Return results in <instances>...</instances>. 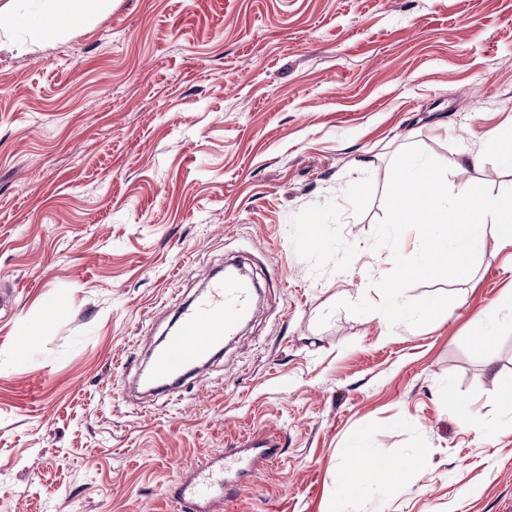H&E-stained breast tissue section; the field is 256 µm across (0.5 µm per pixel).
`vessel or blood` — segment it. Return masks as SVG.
<instances>
[{
    "mask_svg": "<svg viewBox=\"0 0 512 512\" xmlns=\"http://www.w3.org/2000/svg\"><path fill=\"white\" fill-rule=\"evenodd\" d=\"M203 277L210 283L208 291L180 308L175 332L152 354L156 378L207 358L253 310V291L243 282L209 271ZM279 454L276 438L256 434L204 455L184 472L173 493L177 512H222L225 498L249 492L252 474Z\"/></svg>",
    "mask_w": 512,
    "mask_h": 512,
    "instance_id": "vessel-or-blood-1",
    "label": "vessel or blood"
}]
</instances>
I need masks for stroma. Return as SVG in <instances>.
<instances>
[{"label": "stroma", "mask_w": 512, "mask_h": 512, "mask_svg": "<svg viewBox=\"0 0 512 512\" xmlns=\"http://www.w3.org/2000/svg\"><path fill=\"white\" fill-rule=\"evenodd\" d=\"M510 128L512 0H112L31 51L0 42V512H170L191 463L253 432L281 455L223 512H512V246L411 286L455 298L428 325L343 307L380 303L393 268L369 244L394 158L468 152L449 189L498 193L512 170L480 150ZM230 260L256 313L198 375L138 393L196 269ZM357 432L432 465L341 492Z\"/></svg>", "instance_id": "stroma-1"}]
</instances>
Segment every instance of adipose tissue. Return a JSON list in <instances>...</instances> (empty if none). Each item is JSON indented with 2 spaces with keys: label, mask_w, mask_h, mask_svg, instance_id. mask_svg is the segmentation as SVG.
Segmentation results:
<instances>
[{
  "label": "adipose tissue",
  "mask_w": 512,
  "mask_h": 512,
  "mask_svg": "<svg viewBox=\"0 0 512 512\" xmlns=\"http://www.w3.org/2000/svg\"><path fill=\"white\" fill-rule=\"evenodd\" d=\"M111 6L112 0H93L89 8L82 5L81 0H33L32 5H20L5 14L4 19L8 32L25 33L34 38L40 37L44 21L51 20L55 23L56 35L60 36L87 24L92 12L104 13ZM349 456L348 471L358 474L359 485L365 487L377 488L393 478L404 482L430 467L429 454L421 448L399 468H392L388 459L366 448L360 434L353 436Z\"/></svg>",
  "instance_id": "1"
}]
</instances>
